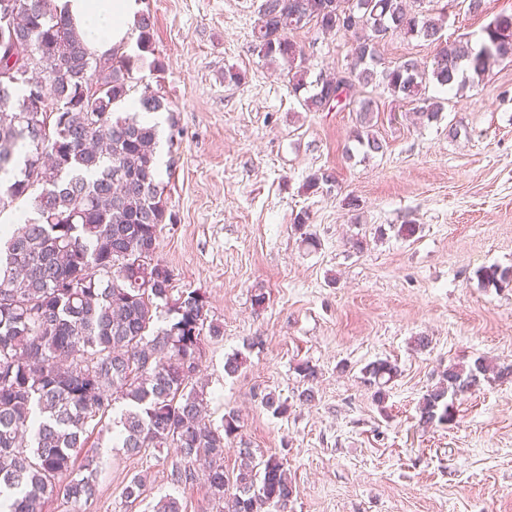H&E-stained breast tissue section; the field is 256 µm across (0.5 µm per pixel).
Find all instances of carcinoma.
I'll list each match as a JSON object with an SVG mask.
<instances>
[{
	"label": "carcinoma",
	"instance_id": "1",
	"mask_svg": "<svg viewBox=\"0 0 512 512\" xmlns=\"http://www.w3.org/2000/svg\"><path fill=\"white\" fill-rule=\"evenodd\" d=\"M354 15L349 76L321 74L307 81L302 50L289 37L314 25L339 31L337 8ZM255 48L288 65L294 90L311 88L303 105L323 112L357 108L353 140L368 156L383 150L366 130L377 82L392 96L423 101L429 120L444 102L421 98L427 81L441 88L479 83L491 64L512 58V13L482 29L479 50L468 41L442 40V19L408 8L407 0H263ZM152 17L141 13L137 48L152 53ZM400 35L437 44L431 68L413 60L387 65L380 46ZM34 53L30 62L25 48ZM135 57L88 50L54 0H0V210L33 198L25 218L0 246V496L17 494L9 512H45L50 498L89 501L97 491L101 443L88 445L87 427L121 404L112 447L136 456L172 448L174 485L202 483L220 512H284L296 487L275 455L239 449L236 471L224 470L227 442L239 417L206 419V393L196 375L203 332L217 338L197 291L171 296L172 273L156 258L159 225L168 213L158 172V130L139 113L122 114L133 91ZM53 103H48V100ZM135 103L147 113L167 109L144 88ZM486 286L512 284V269L479 273ZM490 371L484 359L448 365L424 395L420 421L454 418L446 398L466 392ZM364 382L382 402L397 369L377 360Z\"/></svg>",
	"mask_w": 512,
	"mask_h": 512
}]
</instances>
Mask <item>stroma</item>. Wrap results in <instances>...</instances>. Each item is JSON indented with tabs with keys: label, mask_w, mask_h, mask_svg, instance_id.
<instances>
[{
	"label": "stroma",
	"mask_w": 512,
	"mask_h": 512,
	"mask_svg": "<svg viewBox=\"0 0 512 512\" xmlns=\"http://www.w3.org/2000/svg\"><path fill=\"white\" fill-rule=\"evenodd\" d=\"M139 2L155 51L138 74L167 105L155 119L173 219L157 230L156 255L174 294H204L224 329L206 338L201 362L211 422L236 411L255 453L284 458L297 487L288 512H512V377L454 396L452 423L427 426L419 413L448 365H512V286L478 277L512 266V60L448 92L436 121L371 88L384 150L366 156L352 139L356 112L306 111L283 62L254 52L263 0ZM423 6L442 17L443 39L475 48L512 12V0L475 13L460 0ZM293 38L311 74L348 71L351 34L308 26ZM317 171L332 181L306 189ZM236 353L244 363L230 376L224 361ZM379 359L398 369L381 404L362 381ZM307 364L316 380L300 374ZM308 388L313 399L299 401ZM269 393L287 400L286 415L265 408ZM100 453L96 498L54 499L47 512H152L166 495L183 512H217L202 485L170 484L173 449ZM136 475L144 493L125 497Z\"/></svg>",
	"instance_id": "stroma-1"
}]
</instances>
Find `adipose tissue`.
<instances>
[{
  "mask_svg": "<svg viewBox=\"0 0 512 512\" xmlns=\"http://www.w3.org/2000/svg\"><path fill=\"white\" fill-rule=\"evenodd\" d=\"M84 39L88 49L104 54L128 44L140 9L138 0H55Z\"/></svg>",
  "mask_w": 512,
  "mask_h": 512,
  "instance_id": "obj_1",
  "label": "adipose tissue"
}]
</instances>
